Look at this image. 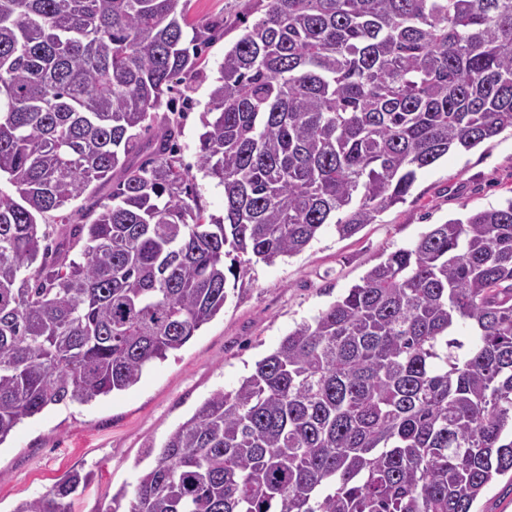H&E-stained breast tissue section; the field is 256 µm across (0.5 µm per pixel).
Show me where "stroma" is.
I'll return each mask as SVG.
<instances>
[{
	"label": "stroma",
	"mask_w": 512,
	"mask_h": 512,
	"mask_svg": "<svg viewBox=\"0 0 512 512\" xmlns=\"http://www.w3.org/2000/svg\"><path fill=\"white\" fill-rule=\"evenodd\" d=\"M262 0H191L189 20L217 23L199 48L196 69L179 76L158 122L177 126L175 156L206 215L224 213V190L197 166L201 117L224 52L262 17ZM512 197V129L469 151H451L419 170L405 200L352 237L324 226L299 254L275 263L245 261L226 284L227 300L181 349L154 360L126 391L80 404H61L23 420L0 444V512L51 489L73 468L92 481L73 498L72 512H105L119 488L134 489L151 466L147 443L161 444L213 393L232 391L256 362L298 324L329 307L388 253L414 244L432 225L496 207Z\"/></svg>",
	"instance_id": "1"
}]
</instances>
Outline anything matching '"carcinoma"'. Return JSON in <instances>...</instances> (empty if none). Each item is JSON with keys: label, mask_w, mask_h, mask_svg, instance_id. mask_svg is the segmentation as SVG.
<instances>
[{"label": "carcinoma", "mask_w": 512, "mask_h": 512, "mask_svg": "<svg viewBox=\"0 0 512 512\" xmlns=\"http://www.w3.org/2000/svg\"><path fill=\"white\" fill-rule=\"evenodd\" d=\"M188 4L0 0V444L136 385L224 309L240 257L351 236L512 128V0H267L210 93L207 218L178 131L149 135L213 38L185 44ZM84 193L90 222L41 229ZM152 455L106 512H474L512 474V200L387 254ZM90 478L14 512H70Z\"/></svg>", "instance_id": "carcinoma-1"}]
</instances>
